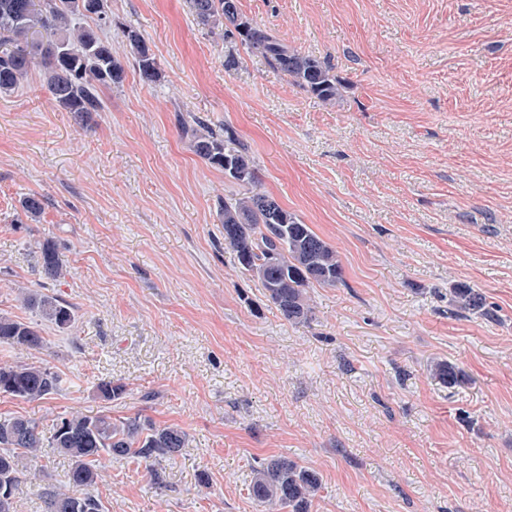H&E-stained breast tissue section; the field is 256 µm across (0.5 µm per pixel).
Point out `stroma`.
<instances>
[{"label":"stroma","instance_id":"1","mask_svg":"<svg viewBox=\"0 0 512 512\" xmlns=\"http://www.w3.org/2000/svg\"><path fill=\"white\" fill-rule=\"evenodd\" d=\"M238 5L325 61L342 99L212 35L187 0H109L125 78L91 127L40 70L0 96V313L44 340L0 346V362L62 380L46 400L0 394V417L47 435L72 410L183 427L186 447L153 470L104 459V512H261L247 485L272 457L319 474L310 512H512V0ZM126 26L154 53L155 84L140 82ZM178 112L232 126L263 188L338 252L344 280L310 289L309 323H288L225 249L217 202L239 188L194 154ZM33 193L48 204L19 223ZM46 240L64 278L36 261ZM460 283L492 318L449 314ZM30 290L70 305L72 326L23 308ZM434 360L461 383L431 379ZM109 380L122 398H99ZM69 469L41 449L15 512H46Z\"/></svg>","mask_w":512,"mask_h":512}]
</instances>
